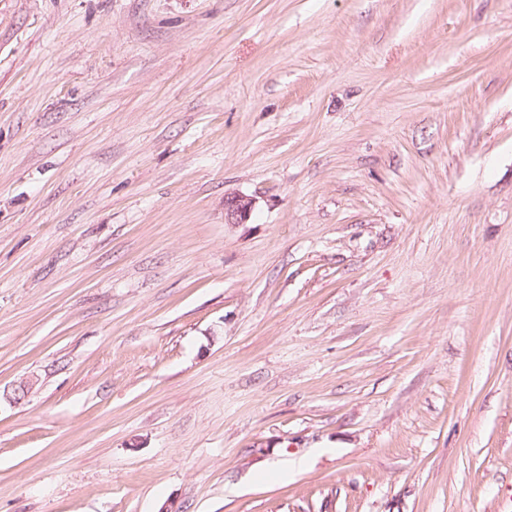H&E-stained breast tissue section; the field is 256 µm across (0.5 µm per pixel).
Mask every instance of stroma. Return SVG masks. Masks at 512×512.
<instances>
[{
	"label": "stroma",
	"instance_id": "obj_1",
	"mask_svg": "<svg viewBox=\"0 0 512 512\" xmlns=\"http://www.w3.org/2000/svg\"><path fill=\"white\" fill-rule=\"evenodd\" d=\"M511 490L512 0H0V512ZM256 201L246 195L233 194L224 198V221L228 224H243L251 218Z\"/></svg>",
	"mask_w": 512,
	"mask_h": 512
}]
</instances>
